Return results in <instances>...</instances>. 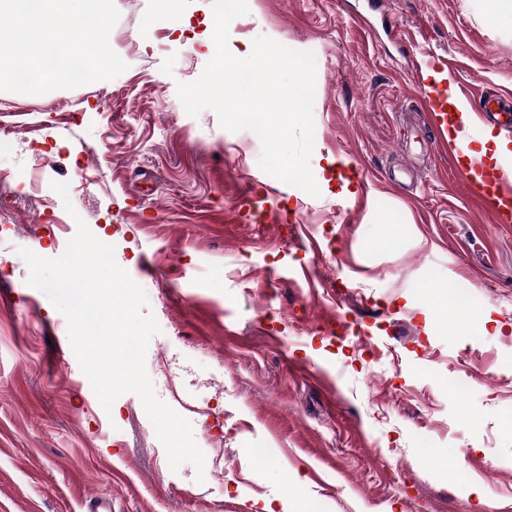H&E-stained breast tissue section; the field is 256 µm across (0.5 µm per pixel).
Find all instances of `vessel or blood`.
Listing matches in <instances>:
<instances>
[{"instance_id": "vessel-or-blood-1", "label": "vessel or blood", "mask_w": 512, "mask_h": 512, "mask_svg": "<svg viewBox=\"0 0 512 512\" xmlns=\"http://www.w3.org/2000/svg\"><path fill=\"white\" fill-rule=\"evenodd\" d=\"M419 103L427 112L441 146L452 147L457 175L475 187L478 208L498 224L512 223V176L498 161L465 156L461 150L470 137L469 125L449 102L448 73L445 68L425 65L420 71Z\"/></svg>"}]
</instances>
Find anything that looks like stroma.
<instances>
[{
	"mask_svg": "<svg viewBox=\"0 0 512 512\" xmlns=\"http://www.w3.org/2000/svg\"><path fill=\"white\" fill-rule=\"evenodd\" d=\"M114 3L123 73L58 90L62 110L0 91V512L97 498L111 512H512V223L474 205L416 110L439 56L479 128L512 147V127L479 111L488 92L512 106V11L248 0L229 25L237 57L259 36L316 57L313 197L261 170L260 142L213 110L186 113L177 85L207 60L172 34L179 15L150 26L155 0ZM348 166L367 192L356 210ZM252 191L256 216L240 209ZM81 221L147 295L161 329L147 372L215 460L204 481L171 471L136 394L99 407L65 317L28 283L20 249L58 257ZM461 281L466 307L448 301ZM339 319L349 334L323 335Z\"/></svg>",
	"mask_w": 512,
	"mask_h": 512,
	"instance_id": "obj_1",
	"label": "stroma"
}]
</instances>
